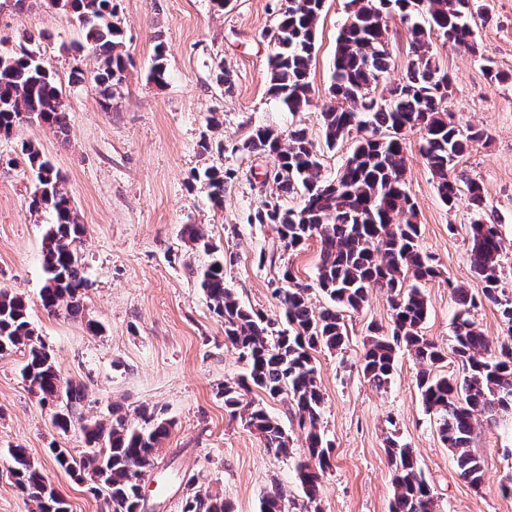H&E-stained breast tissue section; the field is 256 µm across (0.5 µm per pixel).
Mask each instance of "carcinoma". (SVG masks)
I'll return each instance as SVG.
<instances>
[{
  "instance_id": "cac0c4a2",
  "label": "carcinoma",
  "mask_w": 512,
  "mask_h": 512,
  "mask_svg": "<svg viewBox=\"0 0 512 512\" xmlns=\"http://www.w3.org/2000/svg\"><path fill=\"white\" fill-rule=\"evenodd\" d=\"M281 15L273 33L275 51L269 60L268 91L290 112L303 111L311 101L309 70L324 0H281ZM72 16L85 33L76 51H91L99 61L92 76L94 90L109 106L130 65L122 53L123 28L114 0H48ZM475 0H348L347 17L336 38L330 104L320 113L327 148L351 132L359 134L351 155L336 178L318 180L316 146L306 129L292 127L282 134L266 126L252 129L237 150L274 159L268 177L277 194L267 196L250 217L254 224H271L282 251L319 244L314 283L297 280L290 266L280 267L274 289L280 319L264 317L243 306L224 282V257L218 256L198 272L199 285L210 308L224 321V343L247 365L245 375L224 383V407L230 418L257 433L267 450L287 454L291 438L271 416L263 400L243 401L240 390L256 388L270 398L285 396L303 431L306 460L296 465L298 481L309 503L317 500L319 477L330 467L333 448L319 426L325 401L311 351L341 350L348 336L344 313L357 311L374 288H384L391 309L389 326L370 328L363 356V374L378 391L386 390L395 369L396 350L403 347L420 365L417 389L424 409L437 424L440 440L453 454L460 475L481 482L483 465L470 450L477 416L512 409V346H492L471 318L477 303L497 307L512 327V295L500 285L503 242L496 221L485 219L482 185L455 173L457 159L486 138L481 129L458 125L448 111L452 76L434 60L433 34L442 44L477 50L469 16ZM406 25L409 52L399 82L387 94H377L380 79L391 67L389 19ZM156 83L166 80L164 46L158 44L150 71ZM67 137L62 91L34 49L0 53V138H11L26 116ZM425 132L422 153L436 182L440 200L452 209L466 193L478 218L468 230V259L474 287L448 283L458 305L452 351L462 374L434 373L443 350L421 334L427 301L421 285L441 275L434 259L418 245L415 203L406 190L405 137L399 128ZM21 154L35 175L36 189L29 208L49 209L54 222L42 240L45 273L40 290L43 308L76 318L83 309L89 280L77 250L86 229L63 178L50 160L30 142ZM213 206H224V191L234 173L206 170ZM301 193L296 208L282 198ZM318 288L330 305L315 311L309 292ZM22 348L26 362L22 377L40 400L58 407L57 426L67 429L79 402L80 387L64 379L54 358L35 332L22 295L0 289V351ZM140 423L127 424L117 415L110 424L94 421L80 426L87 451L75 458L66 448H53L55 464L81 479L89 476V491L104 496L108 512H142L139 482L154 465L160 444L172 423L147 408ZM394 497L390 512H435V500L411 449L388 441ZM9 469L16 487L35 503V512H70L68 503L48 483L41 465L24 448L9 449ZM183 512H231L217 496L195 493L185 499ZM260 512H283V494L275 489L260 501Z\"/></svg>"
}]
</instances>
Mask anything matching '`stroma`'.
Segmentation results:
<instances>
[{
  "instance_id": "1",
  "label": "stroma",
  "mask_w": 512,
  "mask_h": 512,
  "mask_svg": "<svg viewBox=\"0 0 512 512\" xmlns=\"http://www.w3.org/2000/svg\"><path fill=\"white\" fill-rule=\"evenodd\" d=\"M132 60L110 107H103L91 83L73 71L92 74L94 55L73 58L71 45L84 32L70 15L41 5L20 10L0 0V51H11L35 36L36 48L62 87L68 135L24 124L18 138L0 140V289L26 297L30 318L65 379L80 385L82 420L108 422L120 412L136 422L140 408L154 409L173 428L162 443L145 484L144 512H182L195 492L222 497L232 512H259L263 494L282 489L285 512H307L308 500L296 479L304 453L302 436L287 399H263L292 437L288 455H274L255 432L231 419L224 408V383L245 366L224 343V324L213 313L197 273L211 255L184 241L186 224L200 225L210 244L234 258L224 281L247 308L272 317L280 312L274 294L279 267L259 264L260 253L276 252L269 224L249 215L275 191L264 174L272 158L238 151L258 125L279 132L299 125L320 149V177L334 179L353 142L324 147L320 113L330 102L336 36L348 0H325L318 23L309 80L315 90L303 111L291 112L268 93L270 33L280 0H115ZM471 24L478 56L435 46V61L453 82L448 108L464 127L486 130L460 159L457 169L481 183L487 214L498 219L504 245L502 285L512 291V0H477ZM164 44L168 78L150 81L155 47ZM492 61L507 78L491 81L483 63ZM232 73V87L217 84L219 69ZM424 133L406 134L405 182L416 204L419 245L441 275L424 287L428 314L422 332L447 355L436 371L458 374L450 353L456 305L450 285L472 286L467 201L448 209L439 199L422 153ZM28 141L64 178L86 233L80 253L89 279L81 317L48 313L40 304L43 285L42 236L52 216L30 210L34 176L16 162L20 141ZM235 173L223 207H213L202 177L206 169ZM348 341L343 350L314 351L325 397L322 428L333 443L331 468L319 479L320 512H389L393 498L388 438L412 449L431 488L437 512H512V410L478 417L472 451L483 463L481 485L461 477L452 453L437 434L416 387L419 366L399 351L387 391H376L362 372L369 326H388L386 294L373 291L363 308L344 315ZM102 329L90 331L89 322ZM22 350L0 355V512H32L15 487L8 451L27 449L40 463L70 512H107L88 480L56 467L47 450L81 455L79 427L62 430L50 405L23 380Z\"/></svg>"
}]
</instances>
